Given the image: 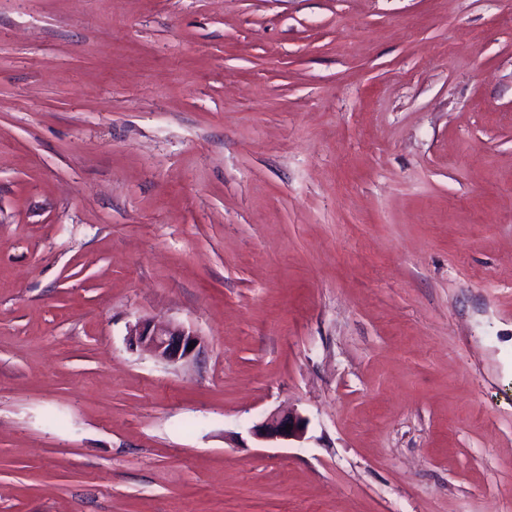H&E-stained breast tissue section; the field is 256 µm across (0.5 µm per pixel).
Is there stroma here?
Returning a JSON list of instances; mask_svg holds the SVG:
<instances>
[{
  "label": "stroma",
  "mask_w": 512,
  "mask_h": 512,
  "mask_svg": "<svg viewBox=\"0 0 512 512\" xmlns=\"http://www.w3.org/2000/svg\"><path fill=\"white\" fill-rule=\"evenodd\" d=\"M0 512H512V0H0ZM129 336L133 344L167 363L186 360L200 347L198 334L192 328L153 319L139 321ZM190 342H193L195 347L187 350ZM286 424L291 430L286 432ZM306 419L292 412H277L255 425V435L266 441H290L301 439L306 430Z\"/></svg>",
  "instance_id": "stroma-1"
}]
</instances>
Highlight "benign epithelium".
<instances>
[{"mask_svg":"<svg viewBox=\"0 0 512 512\" xmlns=\"http://www.w3.org/2000/svg\"><path fill=\"white\" fill-rule=\"evenodd\" d=\"M130 336L133 344L167 363L186 360L200 347L198 334L192 328L153 319L139 321ZM191 343L195 344L192 349L188 348ZM306 425V419L296 413L277 412L256 424L254 432L266 441H290L302 438ZM287 426L291 430H285Z\"/></svg>","mask_w":512,"mask_h":512,"instance_id":"obj_1","label":"benign epithelium"}]
</instances>
